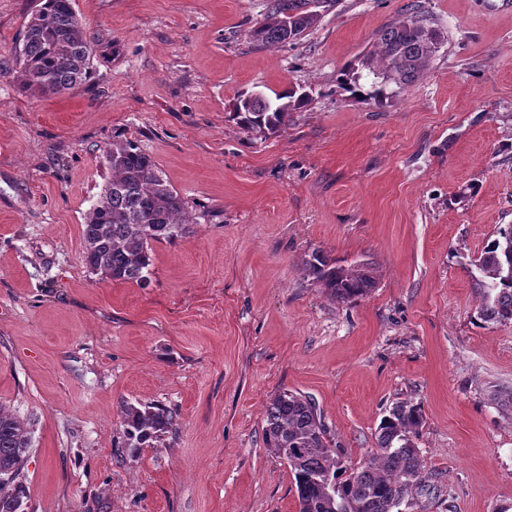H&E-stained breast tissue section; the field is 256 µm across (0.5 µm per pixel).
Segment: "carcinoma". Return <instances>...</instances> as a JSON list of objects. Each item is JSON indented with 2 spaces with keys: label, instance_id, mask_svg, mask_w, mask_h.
I'll return each instance as SVG.
<instances>
[{
  "label": "carcinoma",
  "instance_id": "carcinoma-1",
  "mask_svg": "<svg viewBox=\"0 0 512 512\" xmlns=\"http://www.w3.org/2000/svg\"><path fill=\"white\" fill-rule=\"evenodd\" d=\"M335 0H267L264 22L253 30L266 46L289 42L282 26L285 10L300 21L297 38L321 20L313 4ZM432 28L413 12L384 29L358 65L342 70L338 83L353 96L379 104L392 97L388 76L411 87L429 70L439 51ZM94 45L87 38L73 0H42L26 24L17 50L24 85L43 94H63L85 83L92 74ZM309 96L289 89L269 98L260 93L239 96L229 118L247 133L275 135L291 114L304 108ZM105 157L112 177L89 212L84 228L83 260L91 271L115 282L144 284L153 262L152 244L174 243L190 234L185 202L158 173L152 157L133 141L116 140ZM302 270L340 303L368 294L376 285L367 263L344 266L317 249L302 259ZM480 298L478 318L486 323L512 322V224L500 226L481 254L467 263ZM122 447L137 454L176 425V415L159 404L119 403ZM267 447L286 462L297 491L299 512H395L412 490L423 489L417 437L424 423L420 404L395 403L375 436L376 448L362 464L343 466L331 447L315 403L282 391L266 410ZM31 445L28 424L0 407V512H16L26 497L20 477ZM336 484L330 497L324 483Z\"/></svg>",
  "mask_w": 512,
  "mask_h": 512
}]
</instances>
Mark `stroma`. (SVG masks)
<instances>
[{
    "mask_svg": "<svg viewBox=\"0 0 512 512\" xmlns=\"http://www.w3.org/2000/svg\"><path fill=\"white\" fill-rule=\"evenodd\" d=\"M267 0H74L90 81L25 88L39 0H0V406L23 419L24 512H298L263 439L279 392L314 400L347 462L396 402L421 404L429 476L399 512H512V323L478 319L465 269L512 224V0H336L299 42L250 36ZM444 34L387 104L336 78L410 6ZM308 92L278 134L228 121L242 93ZM131 140L193 232L144 285L98 280L82 229ZM370 263L332 301L301 261ZM177 426L122 446L120 402Z\"/></svg>",
    "mask_w": 512,
    "mask_h": 512,
    "instance_id": "stroma-1",
    "label": "stroma"
}]
</instances>
